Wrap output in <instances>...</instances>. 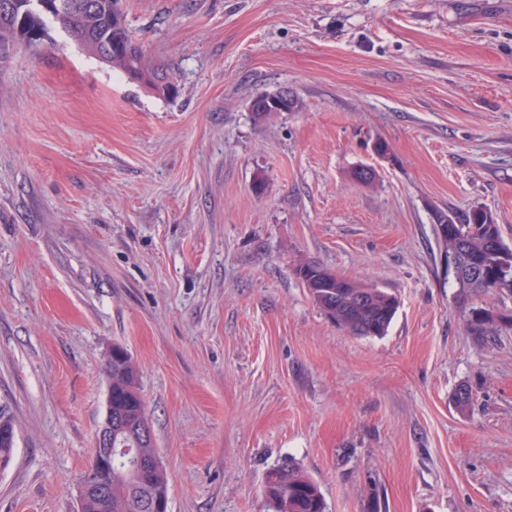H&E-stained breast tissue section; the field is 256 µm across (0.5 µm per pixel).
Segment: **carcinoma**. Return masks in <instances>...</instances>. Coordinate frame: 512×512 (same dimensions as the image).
Segmentation results:
<instances>
[{
    "label": "carcinoma",
    "mask_w": 512,
    "mask_h": 512,
    "mask_svg": "<svg viewBox=\"0 0 512 512\" xmlns=\"http://www.w3.org/2000/svg\"><path fill=\"white\" fill-rule=\"evenodd\" d=\"M56 24L75 36L85 52L123 72L129 79L134 75L151 80L156 94L172 95L176 85L166 70L160 67L130 35L120 7V0H53ZM44 30L31 22L20 20V13L0 12V52L14 44L35 45L43 41ZM448 214L436 212L435 231L444 250L458 252L463 265L477 267L485 277L483 292H493L512 298V288H497L504 278L512 280V247L501 236L499 224L483 210H475L457 224H448ZM300 279H310L315 287L309 293L315 304L339 325L357 336L379 337L387 333L398 310L399 302L389 292L363 286L357 282L351 288H318L321 281L340 278L329 268L305 261L297 267ZM467 328L474 336L496 335L502 329H512V314L505 308L500 313L488 310L472 311ZM112 374L113 411L126 420L121 430L123 445L134 448L146 460L158 453L143 441L132 428L147 416V405L138 387V371L132 359L116 357L105 365ZM112 499L91 501L86 512H146L147 502L161 501L169 495L166 469L152 467L140 476L126 473L122 458H112ZM265 496L274 512H326V503L318 484L292 458L283 460L268 471Z\"/></svg>",
    "instance_id": "carcinoma-1"
}]
</instances>
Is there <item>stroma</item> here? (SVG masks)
I'll use <instances>...</instances> for the list:
<instances>
[{
  "mask_svg": "<svg viewBox=\"0 0 512 512\" xmlns=\"http://www.w3.org/2000/svg\"><path fill=\"white\" fill-rule=\"evenodd\" d=\"M121 7L176 96L53 24L0 58V512H77L115 345L170 512H273L288 457L328 512H512V331L467 330L502 303L452 288L434 223L480 208L512 244V0ZM281 86L300 108L254 122ZM305 259L396 295L387 334L329 319Z\"/></svg>",
  "mask_w": 512,
  "mask_h": 512,
  "instance_id": "obj_1",
  "label": "stroma"
}]
</instances>
